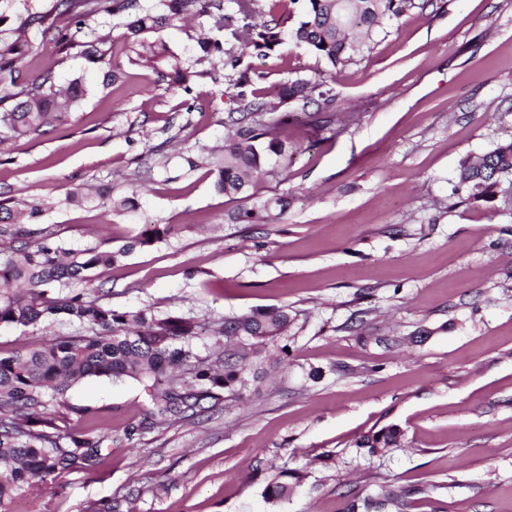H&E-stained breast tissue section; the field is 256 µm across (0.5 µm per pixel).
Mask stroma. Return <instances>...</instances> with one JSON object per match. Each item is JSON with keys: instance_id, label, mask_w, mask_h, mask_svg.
Returning a JSON list of instances; mask_svg holds the SVG:
<instances>
[{"instance_id": "35a3bbf8", "label": "stroma", "mask_w": 512, "mask_h": 512, "mask_svg": "<svg viewBox=\"0 0 512 512\" xmlns=\"http://www.w3.org/2000/svg\"><path fill=\"white\" fill-rule=\"evenodd\" d=\"M357 62L332 70L306 49L244 57L266 90L323 80L357 122L312 129L300 105L294 149L261 193L286 208L237 224L240 204L214 192L187 157L224 143L237 101L224 71L191 92L130 61L119 16L109 35L118 82L94 76L82 106L46 135L0 142V193L51 199L108 185L138 194L137 218L93 205L44 216L70 246L123 245L135 222L180 224L172 244L95 271L118 310L219 321L263 308L293 320L279 369L241 399L131 440L147 406L132 378L87 377L64 398L114 442L94 464L22 490L11 512H346L381 484L407 512H512V184L488 202L456 190L462 163L512 141V0H417ZM198 23L147 33L195 64ZM64 318L0 328V354L81 335ZM397 427L398 447L369 455L368 433ZM288 498H264L281 470Z\"/></svg>"}]
</instances>
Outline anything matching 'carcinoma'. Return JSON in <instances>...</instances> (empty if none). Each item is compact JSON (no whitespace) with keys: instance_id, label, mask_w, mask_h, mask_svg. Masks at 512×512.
Instances as JSON below:
<instances>
[{"instance_id":"obj_1","label":"carcinoma","mask_w":512,"mask_h":512,"mask_svg":"<svg viewBox=\"0 0 512 512\" xmlns=\"http://www.w3.org/2000/svg\"><path fill=\"white\" fill-rule=\"evenodd\" d=\"M156 0L146 8L142 0H52L47 8L34 7L25 21L12 30L13 38L0 37V142L4 135L36 138L61 117L77 110L87 95L81 77L67 85L55 72L43 69L22 78L24 60L31 50L29 30L55 43L62 52L78 49L92 65L105 61L107 38L77 42L70 30L56 24L63 15L79 32L104 11L125 13V40L134 61L157 68L165 48L144 42L142 34L162 29L177 17L208 19L215 34L199 45L205 58L218 57L232 71L239 108L228 112L230 133L224 145L187 160L189 170L205 168L214 177V189L229 199L250 203L240 210L239 224H266L271 211L284 201L263 197L259 183L277 174L288 156V141L275 130L288 125L290 115L278 112L282 105L299 101L302 107L332 101V89L324 83L296 77L265 93L255 88L262 73L242 66L234 48L241 45L257 57H266L289 40L303 46L328 66L344 67L370 49L384 23L397 21L413 0ZM169 78L192 93V72L179 62L167 63ZM276 114L265 119L268 114ZM512 179V142L497 146L474 163H464L457 190L474 201L494 196L502 181ZM107 200L112 213L133 217L140 206L135 197L113 198L112 190L97 195ZM92 201L73 189L47 201L32 198L17 205L0 198V327L36 329L47 319L63 317L88 331V336L46 341L28 350L0 355V512H10L14 494L49 477L69 473L91 462L103 448L112 447V431L82 427L63 431L57 421L83 410L65 407L59 395L85 377H129L144 384L149 400L142 417L123 431L128 440L151 433L160 423L194 418L223 398L234 397L256 380L253 359L267 343L288 335V311L271 308L226 318L214 335L220 337L212 351L193 352L191 340L199 323L176 315L160 316L149 309L120 311L103 304L75 285L91 280L100 267H112L136 249L169 243L178 236L176 224H138L136 233L122 246L68 247L52 228L22 221L23 214L37 219L53 210H64ZM400 432L381 428L363 436L357 447L384 454L397 446ZM297 484L286 470L266 487L269 499L281 500ZM401 491L379 486L376 497L351 502L348 512H403Z\"/></svg>"}]
</instances>
